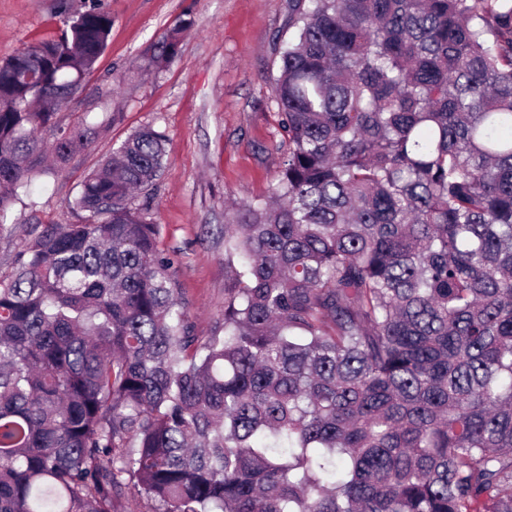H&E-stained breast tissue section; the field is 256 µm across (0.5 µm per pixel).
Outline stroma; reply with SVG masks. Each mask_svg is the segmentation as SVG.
Returning <instances> with one entry per match:
<instances>
[{
	"mask_svg": "<svg viewBox=\"0 0 512 512\" xmlns=\"http://www.w3.org/2000/svg\"><path fill=\"white\" fill-rule=\"evenodd\" d=\"M88 0H0V60L53 37L62 8ZM112 18L108 45L79 96L60 111L63 124L98 127L88 147L39 179L0 230V278L44 225L75 224L69 203L79 183L131 133L150 126L167 137L165 170L149 195L159 247L175 261L177 286L197 335L222 329L224 224L228 202L268 196L284 150L272 102L286 32L288 0H100ZM188 18L176 59L143 73L135 62L167 28Z\"/></svg>",
	"mask_w": 512,
	"mask_h": 512,
	"instance_id": "1",
	"label": "stroma"
}]
</instances>
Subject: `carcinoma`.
<instances>
[{
    "label": "carcinoma",
    "instance_id": "cac0c4a2",
    "mask_svg": "<svg viewBox=\"0 0 512 512\" xmlns=\"http://www.w3.org/2000/svg\"><path fill=\"white\" fill-rule=\"evenodd\" d=\"M111 28L93 5L0 62V227L98 132L58 111ZM288 32V152L224 225V335L133 206L152 127L0 280V512H512V0H288Z\"/></svg>",
    "mask_w": 512,
    "mask_h": 512
}]
</instances>
